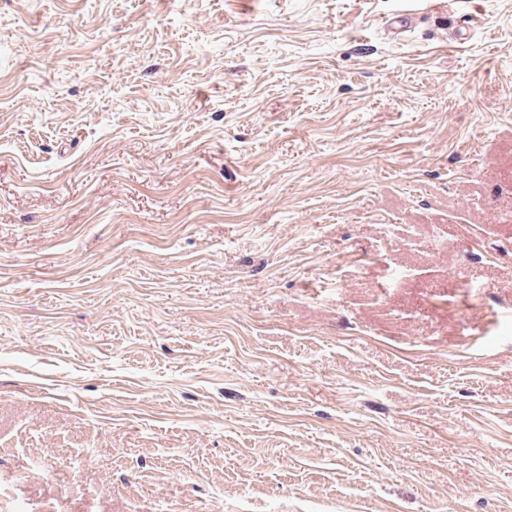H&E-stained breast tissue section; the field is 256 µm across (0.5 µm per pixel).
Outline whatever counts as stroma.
<instances>
[{
    "mask_svg": "<svg viewBox=\"0 0 512 512\" xmlns=\"http://www.w3.org/2000/svg\"><path fill=\"white\" fill-rule=\"evenodd\" d=\"M0 512H512V0H0Z\"/></svg>",
    "mask_w": 512,
    "mask_h": 512,
    "instance_id": "stroma-1",
    "label": "stroma"
}]
</instances>
